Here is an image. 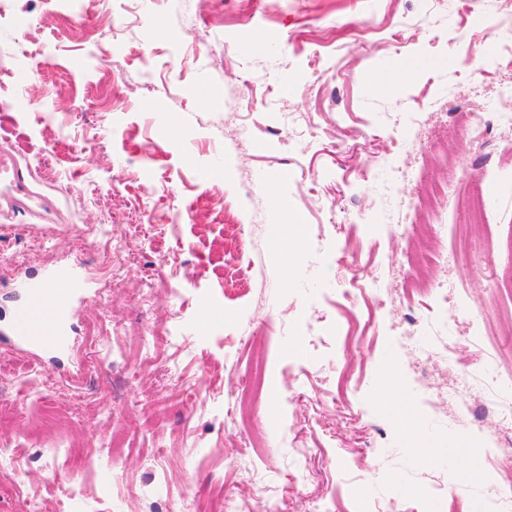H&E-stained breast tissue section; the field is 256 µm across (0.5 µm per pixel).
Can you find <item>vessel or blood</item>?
<instances>
[{
	"instance_id": "1",
	"label": "vessel or blood",
	"mask_w": 512,
	"mask_h": 512,
	"mask_svg": "<svg viewBox=\"0 0 512 512\" xmlns=\"http://www.w3.org/2000/svg\"><path fill=\"white\" fill-rule=\"evenodd\" d=\"M90 288L89 275L78 265L60 267L26 281L27 302L12 315L13 339L26 345L66 349L70 304Z\"/></svg>"
}]
</instances>
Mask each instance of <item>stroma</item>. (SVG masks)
Instances as JSON below:
<instances>
[{"mask_svg": "<svg viewBox=\"0 0 512 512\" xmlns=\"http://www.w3.org/2000/svg\"><path fill=\"white\" fill-rule=\"evenodd\" d=\"M468 3L462 14L459 0H135L130 27L116 35L104 23L113 0H96L78 18L65 0H0V50L31 74L0 96V243L46 237L45 252L25 251L0 268V407L18 418L0 439L26 457L23 484L0 473V512H18L21 495L48 499L75 482L85 492L80 512H128L126 493L104 496L96 473L64 466L70 452L137 478L140 512H158L187 486L202 503L224 495L242 499L244 512H267L265 500L244 494L251 476L278 512H313L322 496L353 512L356 483L406 512H448L426 495L463 470L462 494L480 498L483 465L467 427L424 402L445 383L443 364H421L401 346L425 315L460 326L457 362L482 370L491 348L498 363L512 364L511 296L473 312L440 307L427 294L445 288L478 302L492 273L512 269V187L481 181L487 220L468 227L458 199L469 185L448 181L452 165L512 169L498 134L474 145L460 119L472 107L512 104L497 94L512 68H489L470 45L474 20L496 22L507 4ZM20 15L32 35L18 46L10 23ZM366 18L380 28L369 40L355 32ZM399 21L437 33L440 46L393 52L384 35ZM174 55L184 60L175 71ZM462 58L483 69L480 81L464 78ZM116 61L117 110L107 97ZM373 75L389 78L388 88L375 90ZM51 138L59 160L48 174L36 156ZM75 141L85 150L72 152ZM369 156L400 167L399 193L411 209L391 211L380 180L360 176ZM265 172L281 175L276 196L258 184ZM180 209L181 225H164ZM119 211L115 245L157 282L149 311L125 293L124 275L78 248L89 228ZM362 239L376 252L367 279L392 290L373 341L360 336L365 306L342 297L352 270L336 261ZM160 240L166 270L157 265ZM73 263L95 284L72 308V350L4 339L22 281ZM171 273L185 290L183 342L142 347L136 367L113 359V346L149 335L155 316L172 311ZM409 277L421 292L405 300ZM269 316L277 320L271 333L263 328ZM104 318L121 333L92 343L89 331ZM340 330L357 342L335 341ZM319 337L327 345L315 346ZM265 347L271 368L258 421L267 443L258 450L227 412L251 356ZM27 366L61 391L84 389L83 401L45 412L40 389H21ZM134 369L140 383L130 390ZM176 372L194 382V396L170 387ZM116 436L125 446L112 455L104 446ZM428 446L453 449L455 464L428 459ZM300 448L311 449L309 462L299 460ZM160 452L163 485L150 468ZM305 470L313 474L306 482Z\"/></svg>", "mask_w": 512, "mask_h": 512, "instance_id": "obj_1", "label": "stroma"}]
</instances>
